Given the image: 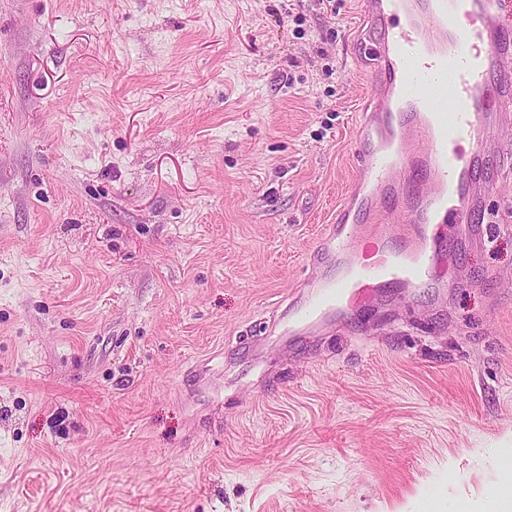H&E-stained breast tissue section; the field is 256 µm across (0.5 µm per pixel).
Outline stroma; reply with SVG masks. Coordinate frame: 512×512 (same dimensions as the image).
<instances>
[{
  "label": "stroma",
  "instance_id": "stroma-1",
  "mask_svg": "<svg viewBox=\"0 0 512 512\" xmlns=\"http://www.w3.org/2000/svg\"><path fill=\"white\" fill-rule=\"evenodd\" d=\"M366 32L360 0H0V512L512 489V134L447 299L263 330L351 186Z\"/></svg>",
  "mask_w": 512,
  "mask_h": 512
}]
</instances>
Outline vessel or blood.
I'll use <instances>...</instances> for the list:
<instances>
[{
    "mask_svg": "<svg viewBox=\"0 0 512 512\" xmlns=\"http://www.w3.org/2000/svg\"><path fill=\"white\" fill-rule=\"evenodd\" d=\"M371 59L367 103L353 153L351 190L310 258L312 272L277 325L311 338L341 307L382 288L447 279L448 235L461 225L482 242L481 193L499 155L488 144L512 127V0H361ZM402 208L401 253L392 234L362 220Z\"/></svg>",
    "mask_w": 512,
    "mask_h": 512,
    "instance_id": "1",
    "label": "vessel or blood"
}]
</instances>
